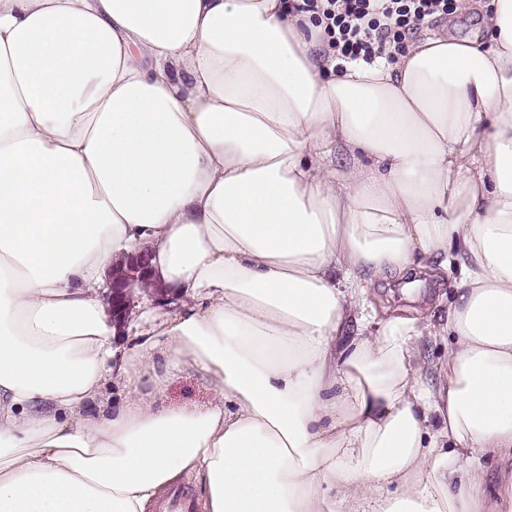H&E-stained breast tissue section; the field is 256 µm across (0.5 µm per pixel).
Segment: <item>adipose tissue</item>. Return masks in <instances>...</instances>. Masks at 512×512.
<instances>
[{"label": "adipose tissue", "mask_w": 512, "mask_h": 512, "mask_svg": "<svg viewBox=\"0 0 512 512\" xmlns=\"http://www.w3.org/2000/svg\"><path fill=\"white\" fill-rule=\"evenodd\" d=\"M483 22L339 74L288 0H0V512L187 474L205 512H512V0ZM138 252L172 311L119 326ZM452 255L445 319L367 303ZM186 369L209 404L165 407Z\"/></svg>", "instance_id": "adipose-tissue-1"}]
</instances>
